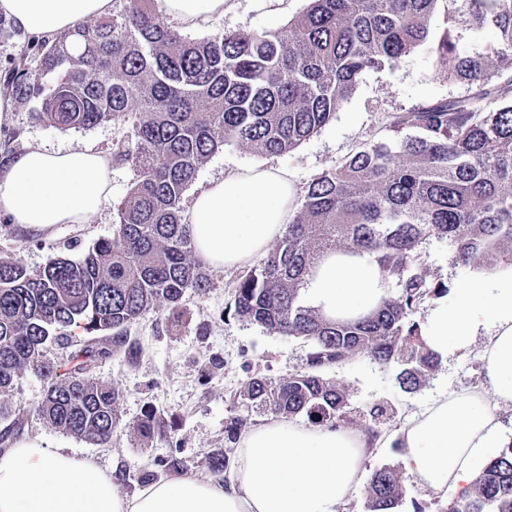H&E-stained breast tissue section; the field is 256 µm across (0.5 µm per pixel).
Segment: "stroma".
Here are the masks:
<instances>
[{
  "label": "stroma",
  "instance_id": "stroma-1",
  "mask_svg": "<svg viewBox=\"0 0 512 512\" xmlns=\"http://www.w3.org/2000/svg\"><path fill=\"white\" fill-rule=\"evenodd\" d=\"M306 5L307 0H276L272 5L267 0H227L223 16L210 19L190 31L189 36L195 39L225 31H274ZM466 92V85L443 78L433 53L421 47L395 65L364 72L332 121L292 151L265 159L246 145H225L200 167L188 191L196 193L208 181L222 177L226 169L249 168L265 160L288 170L297 191H304L316 175L362 144L388 139L385 124L390 113ZM12 104L13 123L0 128V152L6 154L31 141L55 150L90 144L109 153L117 140L129 133L128 128L110 122L89 129L59 130L32 122V102L16 98ZM134 179L132 167L113 162L111 206L91 223L60 225L51 237L0 218V256L20 257L34 274L60 256L80 260L112 236L119 222L118 208ZM418 253L431 282L451 287L475 273L474 268L455 262L448 240H423ZM244 273L241 267L211 270L205 294L186 293L179 308L160 304L128 326L129 339L138 346L136 357H128L120 349L92 363L90 375L121 392L120 424L108 445H96L33 418L46 382L29 369L18 372L11 390L0 395V404L26 414L19 440L63 448L91 459L102 469L124 473L120 489L127 495L146 487L144 471L166 479L159 464L171 456L181 460L183 475L208 476L207 461L212 452H235L236 443L226 434L233 418H242L250 427L268 417L267 412L238 404V393L246 380L259 372L277 382L307 368L310 348L302 339L267 332L229 313ZM480 349L476 343L439 361L412 392L401 388L396 367L378 364L361 354L324 369L323 374L347 395L349 428L361 429L360 411L381 404L393 412L383 426L389 432L440 394L479 387ZM149 409L155 413L154 430L143 437L134 426Z\"/></svg>",
  "mask_w": 512,
  "mask_h": 512
}]
</instances>
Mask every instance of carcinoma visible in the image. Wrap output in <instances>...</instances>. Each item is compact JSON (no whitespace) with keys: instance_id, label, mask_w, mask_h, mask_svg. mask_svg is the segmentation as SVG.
I'll use <instances>...</instances> for the list:
<instances>
[{"instance_id":"1","label":"carcinoma","mask_w":512,"mask_h":512,"mask_svg":"<svg viewBox=\"0 0 512 512\" xmlns=\"http://www.w3.org/2000/svg\"><path fill=\"white\" fill-rule=\"evenodd\" d=\"M440 1L446 28L434 37ZM135 2L31 46L37 72L16 65L4 83L18 98L40 99L36 122L64 130L129 126L113 159L130 165L136 180L112 237L81 261L60 258L31 274L19 258L0 257V394L29 368L47 381L38 419L108 444L120 392L88 370L109 347L68 330L110 332L113 348L134 349L128 325L162 300L174 310L187 291L210 286L181 218L200 166L233 142L259 155L293 150L333 119L365 71L427 45L441 74L466 84V94L391 113L392 140L366 143L314 177L276 248L246 272L233 300L234 315L311 344L305 371L276 383L252 376L240 392L246 407L343 427L346 395L321 371L357 354L399 365L400 384L415 389L438 357L413 315L445 290L420 263L422 240L448 239L466 266L512 264V0H309L278 31L196 39L181 35L155 0ZM488 23L498 41L460 46L464 33ZM341 248L376 254L398 291L364 319L330 323L302 304L300 286L322 253ZM52 340L70 348L63 372L43 356ZM386 414L382 405L370 408V437ZM2 419L5 448L19 419L0 406ZM229 465L224 452L208 457L216 475ZM403 495V473L378 469L366 488L367 512H394ZM448 512H512V445Z\"/></svg>"}]
</instances>
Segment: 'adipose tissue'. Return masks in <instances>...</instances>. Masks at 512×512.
Instances as JSON below:
<instances>
[{"mask_svg":"<svg viewBox=\"0 0 512 512\" xmlns=\"http://www.w3.org/2000/svg\"><path fill=\"white\" fill-rule=\"evenodd\" d=\"M226 0H163L179 27L223 15ZM112 0H0V14L25 33L51 39L106 16ZM112 159L91 145L51 150L31 142L0 159V216L53 233L87 224L112 202ZM296 187L266 163L230 169L192 198L184 222L209 266L238 267L282 236ZM325 319L357 320L389 294L374 254L325 253L304 284ZM421 336L439 358L485 336L483 384L440 395L396 430L371 438L349 428L280 417L248 428L222 478L182 476L123 494L113 472L60 448L25 441L0 452V512H336L364 478L375 448L398 449L402 468L436 493L469 490L494 449L507 447L499 416L512 405V265L459 281L449 299L427 307Z\"/></svg>","mask_w":512,"mask_h":512,"instance_id":"ef3b65f1","label":"adipose tissue"}]
</instances>
